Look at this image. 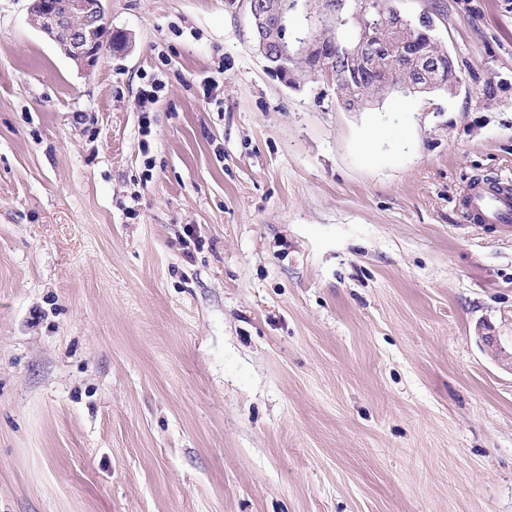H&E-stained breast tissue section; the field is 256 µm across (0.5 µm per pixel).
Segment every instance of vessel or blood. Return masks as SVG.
<instances>
[{"mask_svg":"<svg viewBox=\"0 0 512 512\" xmlns=\"http://www.w3.org/2000/svg\"><path fill=\"white\" fill-rule=\"evenodd\" d=\"M462 213L472 224L512 225V185L479 181L471 184L462 196Z\"/></svg>","mask_w":512,"mask_h":512,"instance_id":"1","label":"vessel or blood"}]
</instances>
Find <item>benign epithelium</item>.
<instances>
[{
  "label": "benign epithelium",
  "mask_w": 512,
  "mask_h": 512,
  "mask_svg": "<svg viewBox=\"0 0 512 512\" xmlns=\"http://www.w3.org/2000/svg\"><path fill=\"white\" fill-rule=\"evenodd\" d=\"M106 0H30L29 21L39 31L59 45L68 57L87 66L95 65L109 50L101 43L97 33L106 26ZM251 31L259 33L254 40L256 51L268 62V70L283 82L294 79L295 68L288 64L292 54L279 39L276 21L292 7L288 0H247ZM323 17L337 31L345 27L355 35L344 43L335 42L336 51L347 63L344 72L334 68V56L325 47V40L316 38L303 43L300 54L307 61L308 71L336 85L339 102L348 111H356L373 104L376 99L393 92L430 93L459 84V78L444 80V62L413 39L398 43L393 48L376 38L373 30L383 24L398 26L403 22L399 11L375 16L370 0H361L349 16L341 15L331 0L324 2ZM400 55L407 60L410 78L395 79L396 70H384L379 90L370 93L363 88L366 73L380 63Z\"/></svg>",
  "instance_id": "7a95c632"
}]
</instances>
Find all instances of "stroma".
<instances>
[{
	"label": "stroma",
	"instance_id": "stroma-1",
	"mask_svg": "<svg viewBox=\"0 0 512 512\" xmlns=\"http://www.w3.org/2000/svg\"><path fill=\"white\" fill-rule=\"evenodd\" d=\"M390 3L462 81L350 112L243 0H0V512H512V0ZM106 1L30 0L29 21L68 57L94 66L107 50H112L96 36L103 27L107 28ZM246 6L251 32L259 33V37L254 39L256 51L268 62L270 66L267 69L271 73L283 82L291 83L295 72V68L292 66L297 67L298 64L304 62L297 54L294 53L292 56L283 40L279 39V26L276 21L282 18L292 7V4L286 0H247ZM274 44L280 48L277 54L271 50V46ZM288 58L291 59L290 64L292 66L288 64ZM461 203L466 222L511 227L512 186L509 183L474 182L464 191Z\"/></svg>",
	"mask_w": 512,
	"mask_h": 512
}]
</instances>
